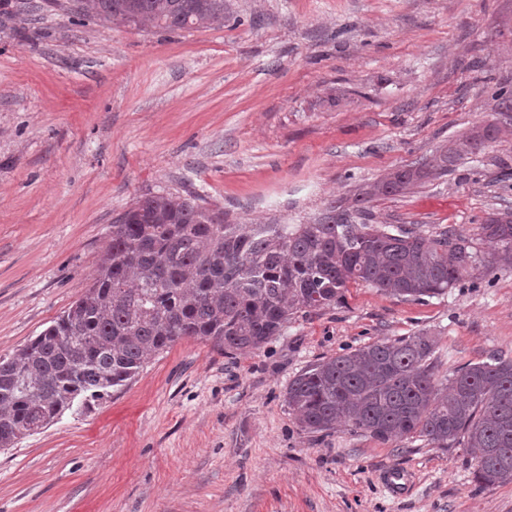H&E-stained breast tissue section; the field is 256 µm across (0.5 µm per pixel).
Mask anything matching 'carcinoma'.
Here are the masks:
<instances>
[{
    "label": "carcinoma",
    "mask_w": 512,
    "mask_h": 512,
    "mask_svg": "<svg viewBox=\"0 0 512 512\" xmlns=\"http://www.w3.org/2000/svg\"><path fill=\"white\" fill-rule=\"evenodd\" d=\"M70 17L168 30L224 19V0H47ZM476 125L435 167L402 168L351 207L329 202L310 224H230L191 194H146L115 220L92 284L53 325L0 358V448L51 425L77 399L130 383L149 359L186 338L226 354L257 350L292 316L339 303L352 283L421 301L512 265V211L477 233L424 235L372 223V202L448 174L493 141ZM304 430L346 424L382 442L464 444L480 488L512 482V359L469 364L443 386L425 336L376 341L314 363L285 393Z\"/></svg>",
    "instance_id": "cac0c4a2"
}]
</instances>
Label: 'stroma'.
Listing matches in <instances>:
<instances>
[{"label": "stroma", "mask_w": 512, "mask_h": 512, "mask_svg": "<svg viewBox=\"0 0 512 512\" xmlns=\"http://www.w3.org/2000/svg\"><path fill=\"white\" fill-rule=\"evenodd\" d=\"M44 2L0 0V358L83 296L145 194L308 224L492 123L482 153L379 199L375 221L470 234L512 208V112L492 97L512 86V0H224L222 21L176 31ZM414 335L443 379L512 359V266L420 302L353 284L256 351L181 340L0 450V512H512V482L478 489L463 447L310 434L289 412L311 364ZM389 469L411 474L404 496Z\"/></svg>", "instance_id": "obj_1"}]
</instances>
